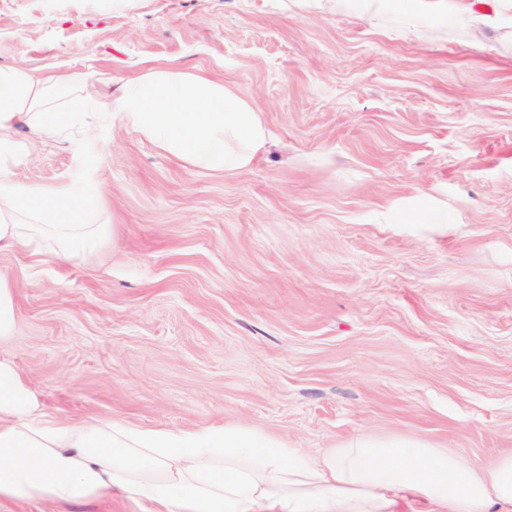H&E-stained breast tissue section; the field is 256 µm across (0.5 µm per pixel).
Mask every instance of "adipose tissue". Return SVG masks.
<instances>
[{"label":"adipose tissue","mask_w":512,"mask_h":512,"mask_svg":"<svg viewBox=\"0 0 512 512\" xmlns=\"http://www.w3.org/2000/svg\"><path fill=\"white\" fill-rule=\"evenodd\" d=\"M108 79L0 69V250L69 257L113 234L66 209L95 185L19 178L29 146L15 139L18 124L40 137L90 133L86 113L107 112L173 158L227 173L247 170L266 142L250 101L223 83L155 66L103 102L97 85ZM112 493L151 512H512V452L477 465L417 437L363 431L312 455L235 425L76 424L49 413L0 354V512H69Z\"/></svg>","instance_id":"1"}]
</instances>
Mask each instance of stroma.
Returning <instances> with one entry per match:
<instances>
[{
  "label": "stroma",
  "instance_id": "stroma-1",
  "mask_svg": "<svg viewBox=\"0 0 512 512\" xmlns=\"http://www.w3.org/2000/svg\"><path fill=\"white\" fill-rule=\"evenodd\" d=\"M224 81L270 136L240 174L111 119L43 137L28 183L89 181L106 250L0 251L6 350L62 419L238 424L309 452L407 433L512 449V27L334 0H0V69ZM17 288L7 277L0 276V347L11 340L17 326Z\"/></svg>",
  "mask_w": 512,
  "mask_h": 512
}]
</instances>
